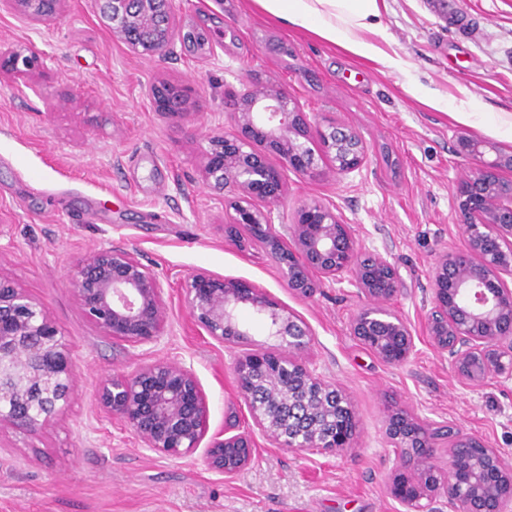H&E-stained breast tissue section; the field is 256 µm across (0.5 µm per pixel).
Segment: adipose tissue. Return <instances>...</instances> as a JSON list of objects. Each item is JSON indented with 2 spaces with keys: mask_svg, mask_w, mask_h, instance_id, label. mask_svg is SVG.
I'll use <instances>...</instances> for the list:
<instances>
[{
  "mask_svg": "<svg viewBox=\"0 0 512 512\" xmlns=\"http://www.w3.org/2000/svg\"><path fill=\"white\" fill-rule=\"evenodd\" d=\"M284 24L305 28L344 52L384 68L400 67L399 59L381 46L379 0H256Z\"/></svg>",
  "mask_w": 512,
  "mask_h": 512,
  "instance_id": "adipose-tissue-1",
  "label": "adipose tissue"
}]
</instances>
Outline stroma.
Returning a JSON list of instances; mask_svg holds the SVG:
<instances>
[{"label":"stroma","instance_id":"stroma-1","mask_svg":"<svg viewBox=\"0 0 512 512\" xmlns=\"http://www.w3.org/2000/svg\"><path fill=\"white\" fill-rule=\"evenodd\" d=\"M384 0L386 69L287 27L254 0H174L182 25L205 31V50L165 58L127 51L92 0H66L34 26L0 11V51L23 48L43 65L28 77L0 73V273L44 304L69 345L68 409L37 432L0 428V512H400L386 479L400 463L385 436L396 404L454 425L512 454V380L462 384L425 337L438 254L464 244L455 193L469 164L456 140L484 129L458 122L472 98L512 113V0ZM275 85L312 121L354 128L366 147L356 172L291 173L277 224L318 200L351 224L365 252L389 255L401 281L392 310L416 336L409 361L388 366L351 335L362 307L348 282L311 298L293 294L261 244L224 232L229 206L202 174L208 137L231 132L230 94L247 78ZM191 85V122L159 116L145 95L155 80ZM431 92L446 109L425 105ZM133 251L164 286L159 344L133 348L92 325L73 292L78 259L103 247ZM203 270L263 288L312 333L317 373L348 393L359 422L355 450L292 452L254 433V460L233 478L210 471L203 450L179 458L143 449L96 405L99 385L157 359L195 372L209 409L208 437L252 431L232 370L233 351L207 336L185 305V278Z\"/></svg>","mask_w":512,"mask_h":512}]
</instances>
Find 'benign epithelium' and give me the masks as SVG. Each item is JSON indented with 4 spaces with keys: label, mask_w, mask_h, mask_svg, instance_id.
Returning <instances> with one entry per match:
<instances>
[{
    "label": "benign epithelium",
    "mask_w": 512,
    "mask_h": 512,
    "mask_svg": "<svg viewBox=\"0 0 512 512\" xmlns=\"http://www.w3.org/2000/svg\"><path fill=\"white\" fill-rule=\"evenodd\" d=\"M102 20L128 49L163 58L175 46L194 47L198 36L184 30L172 0H93ZM65 0H0L33 25L55 21ZM34 53L0 52V71L26 76L39 69ZM146 95L155 112L174 123L195 115L191 88L166 80ZM226 113L234 132L210 137L203 176L230 196L225 233L247 225L265 245L297 295L309 298L322 283L349 279L365 301L350 330L385 364L406 363L416 344L410 323L390 308L401 292L397 268L387 255L361 257L353 227L330 206L301 204L290 224L276 229L272 210L285 198L287 172L319 175L308 146L312 122L287 93L248 80ZM326 153L338 158V176L360 169L366 152L359 133L332 124L319 133ZM458 153L471 169L456 191L464 247L439 253L432 268L433 307L426 320L432 346L448 354L457 378L478 384L491 376L512 377V152L464 134ZM279 157L276 164L269 154ZM75 296L86 317L103 333L131 347L160 340L167 310L159 277L125 248L99 249L77 261ZM191 316L219 343L245 344L234 359L239 393L254 426L270 445L290 451H344L355 447L359 419L346 391L314 373L303 359L310 332L267 291L240 279L205 271L184 284ZM249 312L278 348L250 339L242 320ZM72 361L64 337L45 306L0 275V426L25 431L47 426L68 406ZM98 407L117 417L143 447L169 458L200 447L207 434L208 406L193 371L155 360L105 380L95 394ZM432 423L403 409L390 410L386 435L409 455L386 488L404 512H439L445 500L455 512H512V456L453 429L444 464L432 461ZM251 433L215 438L205 466L231 478L255 457Z\"/></svg>",
    "instance_id": "1"
}]
</instances>
